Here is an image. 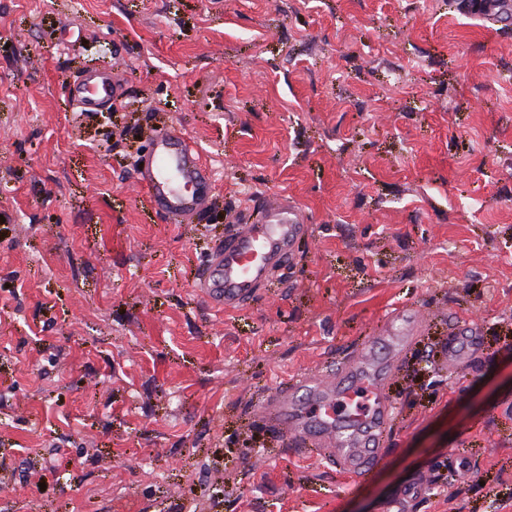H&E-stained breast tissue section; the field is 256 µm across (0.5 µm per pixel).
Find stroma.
<instances>
[{"instance_id":"stroma-1","label":"stroma","mask_w":512,"mask_h":512,"mask_svg":"<svg viewBox=\"0 0 512 512\" xmlns=\"http://www.w3.org/2000/svg\"><path fill=\"white\" fill-rule=\"evenodd\" d=\"M120 71L111 117L66 87ZM174 128L212 205L137 171ZM309 226L238 309L196 292L268 203ZM382 460L276 435L274 388L399 308ZM481 330L475 362L444 341ZM408 492L397 508L400 492ZM0 512H512V21L456 0H0ZM139 185L174 224H188L212 201L210 177L191 141L176 130L155 134L140 167Z\"/></svg>"}]
</instances>
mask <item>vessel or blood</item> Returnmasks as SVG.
Here are the masks:
<instances>
[{
	"label": "vessel or blood",
	"mask_w": 512,
	"mask_h": 512,
	"mask_svg": "<svg viewBox=\"0 0 512 512\" xmlns=\"http://www.w3.org/2000/svg\"><path fill=\"white\" fill-rule=\"evenodd\" d=\"M119 95L117 78L89 71L68 88V97L83 111L111 105ZM139 185L152 205L172 223L186 224L206 209L213 196L210 177L191 141L178 131L155 134L140 167ZM308 226L301 209L283 200L264 207L240 231L213 249L210 273L197 285L212 305L233 309L267 287L289 262ZM415 313L402 310L387 323L376 343L387 347V359L364 346L330 377L305 376L275 390L261 416L282 437L316 449L325 461L348 473L377 462L394 418L388 392L394 366L420 334ZM476 325L448 338V362H469L479 346Z\"/></svg>",
	"instance_id": "vessel-or-blood-1"
}]
</instances>
